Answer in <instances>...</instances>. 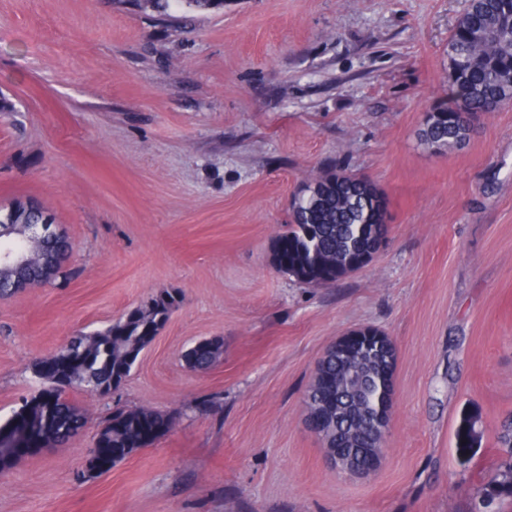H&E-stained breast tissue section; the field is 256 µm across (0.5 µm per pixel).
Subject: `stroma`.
<instances>
[{"mask_svg":"<svg viewBox=\"0 0 512 512\" xmlns=\"http://www.w3.org/2000/svg\"><path fill=\"white\" fill-rule=\"evenodd\" d=\"M466 0H224L160 18L123 0H0V202L67 233L64 284L0 300V419L66 338L163 290L180 302L69 444L0 474V512H462L512 412V106L459 149L418 140L448 98ZM369 177L390 232L314 287L276 270L291 199L329 170ZM372 327L397 351L379 469L331 467L305 427L327 347ZM218 337L203 373L184 352ZM166 428L84 476L113 405ZM477 416L469 448L458 426Z\"/></svg>","mask_w":512,"mask_h":512,"instance_id":"stroma-1","label":"stroma"}]
</instances>
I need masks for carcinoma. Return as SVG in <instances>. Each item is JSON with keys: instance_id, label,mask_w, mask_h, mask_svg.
I'll return each mask as SVG.
<instances>
[{"instance_id": "cac0c4a2", "label": "carcinoma", "mask_w": 512, "mask_h": 512, "mask_svg": "<svg viewBox=\"0 0 512 512\" xmlns=\"http://www.w3.org/2000/svg\"><path fill=\"white\" fill-rule=\"evenodd\" d=\"M187 9L206 12L209 0H133L141 11L165 13L170 2ZM492 27L494 39H485L478 30ZM448 102L433 106L426 113L419 130L420 143L439 150L462 145L473 130V120L488 115L502 103H512V72L501 73V65L512 61V0H470L460 16L455 31L448 38ZM386 203L373 182L345 172L329 174L312 181L294 198L290 223L271 243V255L282 247L281 258L288 263L286 274L296 281L311 285L323 279L326 269L334 268L335 279L354 272L346 258L360 244L361 226L378 224V232L387 237V219L379 218L374 204ZM48 262L56 268L53 277L45 280L42 270L32 267L27 276L38 283L66 280L72 272L65 269L71 249L66 240L50 242L43 248ZM177 303L169 291H162L147 303L126 313L116 323L92 334L76 336L72 345L76 363L72 374L76 388L87 393L94 386H106L112 393L113 377L126 378L149 341L143 339L146 324L162 328ZM374 366L397 359L396 349L388 338L378 340L374 347ZM224 343L218 338L196 348H189L183 359L192 371H206L221 357ZM46 401L54 409L52 424H40L45 405L37 398L24 400L19 410H27L34 425L18 429L8 440H0V473L11 470L23 457L42 448L67 443L85 428L84 411L64 394L57 392L51 379L41 380ZM304 402L308 413L327 410L336 405V392L310 382ZM161 413L145 408H116L94 436V443L107 448L112 459L102 462L87 458V472L99 474L110 469L133 452L148 446L166 426ZM502 459L491 478L477 486L470 512H479L477 505L509 502L512 505V416L502 421L497 431ZM379 441L373 423L361 414L358 405L348 404L347 417L324 427L323 443L339 448L346 456L355 448H374Z\"/></svg>"}]
</instances>
